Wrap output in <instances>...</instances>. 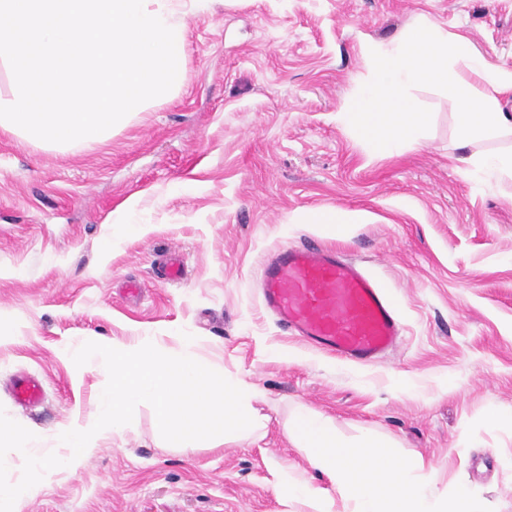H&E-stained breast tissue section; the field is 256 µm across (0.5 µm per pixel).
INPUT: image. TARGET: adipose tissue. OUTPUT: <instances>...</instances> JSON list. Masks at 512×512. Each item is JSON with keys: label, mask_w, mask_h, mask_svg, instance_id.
I'll use <instances>...</instances> for the list:
<instances>
[{"label": "adipose tissue", "mask_w": 512, "mask_h": 512, "mask_svg": "<svg viewBox=\"0 0 512 512\" xmlns=\"http://www.w3.org/2000/svg\"><path fill=\"white\" fill-rule=\"evenodd\" d=\"M370 78L358 86L337 115L338 121L370 151L393 155L427 125L429 114L412 95L432 85L457 107L456 160L477 178L512 183V149L484 150L481 142L512 135V113L503 100L512 95V70L494 67L464 36L442 31L419 18L401 37L368 50ZM278 484L308 512H333L328 489L312 478L281 469Z\"/></svg>", "instance_id": "ef3b65f1"}]
</instances>
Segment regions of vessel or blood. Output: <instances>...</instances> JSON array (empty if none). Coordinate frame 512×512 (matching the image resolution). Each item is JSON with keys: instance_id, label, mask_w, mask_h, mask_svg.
Returning a JSON list of instances; mask_svg holds the SVG:
<instances>
[{"instance_id": "b4317fda", "label": "vessel or blood", "mask_w": 512, "mask_h": 512, "mask_svg": "<svg viewBox=\"0 0 512 512\" xmlns=\"http://www.w3.org/2000/svg\"><path fill=\"white\" fill-rule=\"evenodd\" d=\"M265 307L279 325L308 346L367 366L390 351L402 334L397 303L386 285L359 263L312 244L285 248L263 267ZM14 401L38 406L41 381L13 380Z\"/></svg>"}]
</instances>
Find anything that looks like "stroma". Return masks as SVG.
Returning a JSON list of instances; mask_svg holds the SVG:
<instances>
[{"label":"stroma","mask_w":512,"mask_h":512,"mask_svg":"<svg viewBox=\"0 0 512 512\" xmlns=\"http://www.w3.org/2000/svg\"><path fill=\"white\" fill-rule=\"evenodd\" d=\"M184 80L107 139L45 148L0 130V407L32 454L103 391L104 366L69 349L197 336L225 376L257 385L263 434L169 447L151 406L77 472L55 470L21 512H296L275 467L310 473L283 424L293 404L421 455L444 489L465 482L512 512V186L474 182L448 155L456 107L413 94L419 144L383 156L336 115L368 77L367 47L428 17L512 69V0H176ZM142 225L128 234L115 218ZM359 213L335 236L304 223L323 206ZM334 247L400 302L404 334L377 365L341 362L284 332L260 302V263L284 247ZM180 259L184 281L164 267ZM140 284L131 297L127 282ZM45 400L17 407L13 375ZM503 421L490 425L489 412Z\"/></svg>","instance_id":"stroma-1"}]
</instances>
